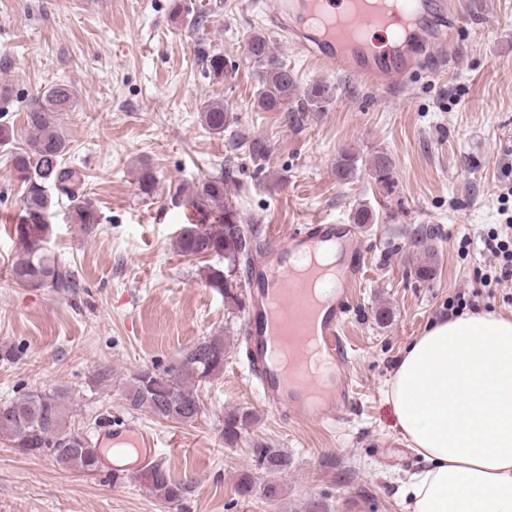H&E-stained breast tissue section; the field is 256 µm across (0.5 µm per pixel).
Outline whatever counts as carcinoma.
Returning a JSON list of instances; mask_svg holds the SVG:
<instances>
[{"mask_svg": "<svg viewBox=\"0 0 512 512\" xmlns=\"http://www.w3.org/2000/svg\"><path fill=\"white\" fill-rule=\"evenodd\" d=\"M173 13L188 19V25L200 27L206 21L203 11H192L174 0ZM205 73L217 81L234 74L235 64L223 52L206 46L196 50ZM247 55L259 69L260 87L254 104L266 112H312L319 108L327 89L321 85L299 91L292 70L277 54L265 33L253 32L247 41ZM75 92L64 83L47 87L30 101L25 110V127L30 133L26 147L11 154L14 177L23 188L21 214L15 225L17 248L10 265L11 278L21 286L49 288L69 293L77 287L78 274L67 260L53 253L48 244L53 229L50 220L56 191L75 202L73 220L86 232L98 224L93 204L81 198L78 173L65 166L67 140L61 115L74 104ZM202 122L215 134L229 130L233 116L224 102H209L201 113ZM231 151H242L262 161L268 146L259 138L234 134L229 139ZM376 181L385 189L392 188V163L383 153L371 162ZM233 169L227 166L219 175L205 178L190 189L176 188L174 197L195 210L199 217L182 230L177 246L182 255L213 256L218 263L208 267L206 284L224 297V303L243 311L242 283L239 274L246 273L254 257L253 242L240 216L236 196L228 195V182ZM156 174L148 162L140 163L138 184L141 193L151 194ZM227 347L224 337H204L188 349L173 365L138 371L131 379L126 400L134 411L146 412L158 419L187 424L201 414L197 388L224 372ZM60 391L27 393L14 401L0 404V434L13 439L17 448L29 454L49 452L63 468L91 473L99 469L100 455L92 440L72 428ZM255 415L238 408L224 415V442H237L243 431L254 423ZM253 466L268 474L281 473L293 464L282 448L259 445L251 449ZM141 476L152 494L164 503H174L191 493L192 486L171 475L159 464L145 469Z\"/></svg>", "mask_w": 512, "mask_h": 512, "instance_id": "1", "label": "carcinoma"}]
</instances>
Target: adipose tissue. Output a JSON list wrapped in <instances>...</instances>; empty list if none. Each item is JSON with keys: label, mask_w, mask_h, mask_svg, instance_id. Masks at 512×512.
<instances>
[{"label": "adipose tissue", "mask_w": 512, "mask_h": 512, "mask_svg": "<svg viewBox=\"0 0 512 512\" xmlns=\"http://www.w3.org/2000/svg\"><path fill=\"white\" fill-rule=\"evenodd\" d=\"M388 400L421 460L412 512H512V316L433 321L395 363Z\"/></svg>", "instance_id": "1"}]
</instances>
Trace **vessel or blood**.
I'll return each mask as SVG.
<instances>
[{
  "mask_svg": "<svg viewBox=\"0 0 512 512\" xmlns=\"http://www.w3.org/2000/svg\"><path fill=\"white\" fill-rule=\"evenodd\" d=\"M274 29L287 33L312 58L338 65L378 89L400 86L421 58L453 61L451 11L446 0H261ZM398 19L404 37L391 52L376 54L370 31ZM342 251L334 279L319 298L303 278L320 252ZM366 255L354 226L307 224L285 239L271 240L257 257L248 288L250 315L247 358L264 403L289 418L332 424L355 399L347 381L348 350L343 316L363 274ZM96 445L135 448L136 460L116 455L105 467L129 477L151 462L155 435L134 421L100 427Z\"/></svg>",
  "mask_w": 512,
  "mask_h": 512,
  "instance_id": "1",
  "label": "vessel or blood"
}]
</instances>
